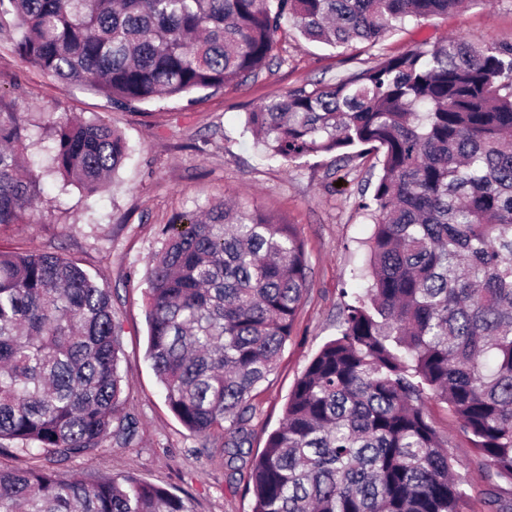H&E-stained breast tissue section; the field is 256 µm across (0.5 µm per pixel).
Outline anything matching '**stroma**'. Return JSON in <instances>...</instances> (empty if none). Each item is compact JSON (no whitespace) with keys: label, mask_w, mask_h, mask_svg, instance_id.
<instances>
[{"label":"stroma","mask_w":512,"mask_h":512,"mask_svg":"<svg viewBox=\"0 0 512 512\" xmlns=\"http://www.w3.org/2000/svg\"><path fill=\"white\" fill-rule=\"evenodd\" d=\"M481 45L512 43V0H487L463 15L409 23L375 47L348 50L308 43L294 30L279 35L268 64L245 84L161 98L134 109L116 107L90 87L66 85L34 68L0 41V94L16 103L32 138L30 168L42 176L32 224L0 226V251L50 252L73 259L112 292L124 326L121 370L128 407L139 421L134 443L111 445L92 459L59 465L67 476L132 474L177 495L194 512H251L249 471L229 472L223 442L192 434L169 410L146 358V289L163 228L178 215L227 199L297 225L308 256L305 295L276 371L250 399V457H258L282 421L288 395L320 346L337 333L345 293L362 291L353 273L366 257L372 231L359 204L373 194L371 163L334 157L262 162L246 112L294 88L333 82L377 59L434 44L450 35ZM102 119L128 140L132 153L109 189L88 196L55 175H45L53 141L46 129L62 114ZM435 425L459 460L467 493L463 512H485V484L476 458L446 404L430 406Z\"/></svg>","instance_id":"1"}]
</instances>
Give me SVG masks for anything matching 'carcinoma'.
<instances>
[{
	"instance_id": "cac0c4a2",
	"label": "carcinoma",
	"mask_w": 512,
	"mask_h": 512,
	"mask_svg": "<svg viewBox=\"0 0 512 512\" xmlns=\"http://www.w3.org/2000/svg\"><path fill=\"white\" fill-rule=\"evenodd\" d=\"M485 0H0V35L62 82L130 108L258 76L278 33L332 48ZM269 160L373 156L365 291L311 359L251 464L253 512H462L456 457L427 401L479 459L487 512H512V43L450 36L246 113ZM48 172L88 195L128 157L100 119L61 116ZM27 126L0 95V224H30ZM146 291L148 358L173 415L244 461L251 392L278 365L308 287L293 224L218 200L165 225ZM122 323L73 260L0 251V512H194L136 477L55 465L130 445ZM229 426H224V423Z\"/></svg>"
}]
</instances>
